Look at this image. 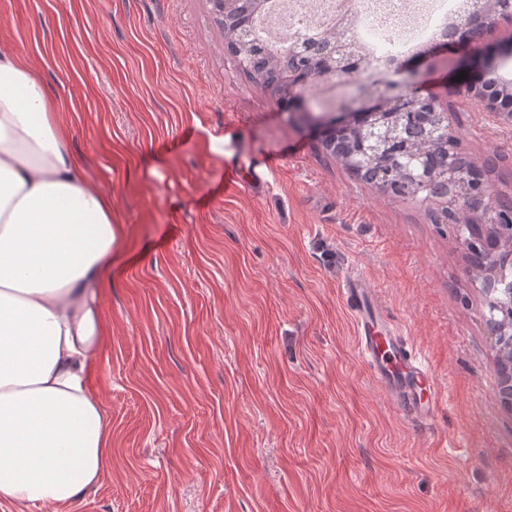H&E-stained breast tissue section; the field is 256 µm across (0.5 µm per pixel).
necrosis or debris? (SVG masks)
Returning <instances> with one entry per match:
<instances>
[{"label": "necrosis or debris", "mask_w": 512, "mask_h": 512, "mask_svg": "<svg viewBox=\"0 0 512 512\" xmlns=\"http://www.w3.org/2000/svg\"><path fill=\"white\" fill-rule=\"evenodd\" d=\"M469 0H283L273 29L295 33L331 19L370 72L386 73L466 15Z\"/></svg>", "instance_id": "4bbe7bcc"}]
</instances>
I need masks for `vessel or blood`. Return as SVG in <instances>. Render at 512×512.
Returning <instances> with one entry per match:
<instances>
[{"label": "vessel or blood", "mask_w": 512, "mask_h": 512, "mask_svg": "<svg viewBox=\"0 0 512 512\" xmlns=\"http://www.w3.org/2000/svg\"><path fill=\"white\" fill-rule=\"evenodd\" d=\"M345 298L355 317L356 349L376 382L403 411L418 418H429L438 409V397H424L425 387L433 385L428 367L418 360L393 327L379 326L380 313L366 298L359 278L345 284Z\"/></svg>", "instance_id": "b4317fda"}]
</instances>
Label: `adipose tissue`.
<instances>
[{"instance_id": "obj_1", "label": "adipose tissue", "mask_w": 512, "mask_h": 512, "mask_svg": "<svg viewBox=\"0 0 512 512\" xmlns=\"http://www.w3.org/2000/svg\"><path fill=\"white\" fill-rule=\"evenodd\" d=\"M117 238L41 79L0 44V501L80 499L110 446L88 384Z\"/></svg>"}]
</instances>
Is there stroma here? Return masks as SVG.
<instances>
[{
    "label": "stroma",
    "instance_id": "stroma-1",
    "mask_svg": "<svg viewBox=\"0 0 512 512\" xmlns=\"http://www.w3.org/2000/svg\"><path fill=\"white\" fill-rule=\"evenodd\" d=\"M0 42L58 103L115 258L90 384L112 452L41 512H512V414L480 278L432 205L353 177L224 53L207 0H0ZM486 66L512 81V40ZM422 65L465 152L512 194V124ZM363 277L444 396L397 407L355 349ZM496 395L501 405L512 411V364L496 365Z\"/></svg>",
    "mask_w": 512,
    "mask_h": 512
}]
</instances>
